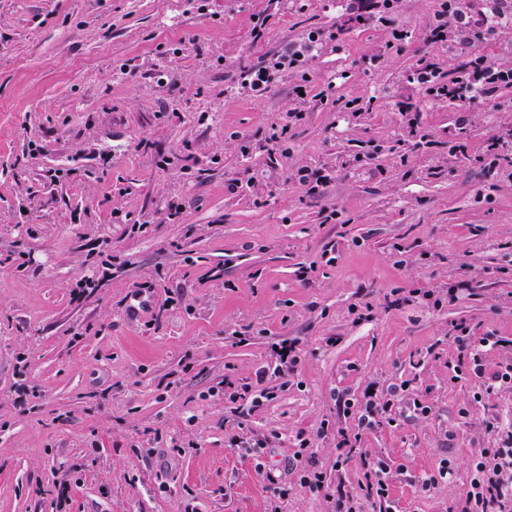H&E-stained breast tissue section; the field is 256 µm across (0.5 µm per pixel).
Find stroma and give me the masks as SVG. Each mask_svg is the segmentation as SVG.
<instances>
[{"instance_id": "obj_1", "label": "stroma", "mask_w": 512, "mask_h": 512, "mask_svg": "<svg viewBox=\"0 0 512 512\" xmlns=\"http://www.w3.org/2000/svg\"><path fill=\"white\" fill-rule=\"evenodd\" d=\"M441 3L381 24L346 0H0V512H333L380 462L390 512H455L512 423V387L455 378L453 340L496 338L486 376L512 362V165L485 149L512 86L461 126L410 79L512 66V26L435 44ZM316 30L336 40L304 70L238 90ZM284 339L290 382L231 401ZM373 382L431 412L394 409L337 469L338 396Z\"/></svg>"}]
</instances>
